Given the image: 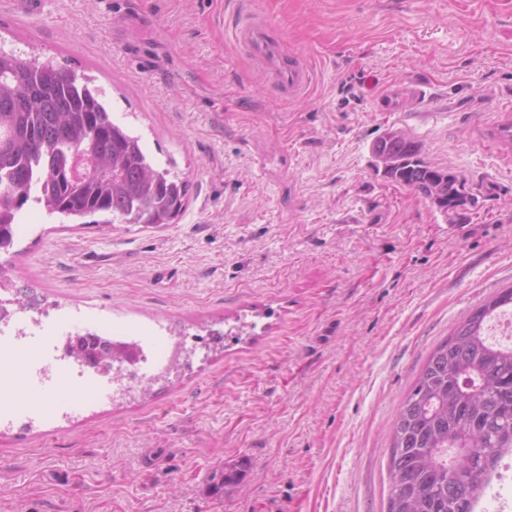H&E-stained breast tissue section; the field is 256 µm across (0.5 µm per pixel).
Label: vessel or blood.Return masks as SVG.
<instances>
[{
    "instance_id": "vessel-or-blood-1",
    "label": "vessel or blood",
    "mask_w": 512,
    "mask_h": 512,
    "mask_svg": "<svg viewBox=\"0 0 512 512\" xmlns=\"http://www.w3.org/2000/svg\"><path fill=\"white\" fill-rule=\"evenodd\" d=\"M231 30L234 44L245 48L280 96L297 99L306 93L311 82L309 63L299 55L285 56L282 43L271 37L265 18L240 12L232 19Z\"/></svg>"
}]
</instances>
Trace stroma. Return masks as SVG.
<instances>
[{"mask_svg": "<svg viewBox=\"0 0 512 512\" xmlns=\"http://www.w3.org/2000/svg\"><path fill=\"white\" fill-rule=\"evenodd\" d=\"M244 7L311 63L302 98L232 44ZM0 51L90 77L190 182L160 228L28 202L0 252L12 298L33 322L53 306L160 323L191 353L150 393L1 425L0 512H387L402 401L512 287V0H0ZM389 130L483 187L465 223L377 171ZM228 461L242 481L213 497Z\"/></svg>", "mask_w": 512, "mask_h": 512, "instance_id": "obj_1", "label": "stroma"}]
</instances>
